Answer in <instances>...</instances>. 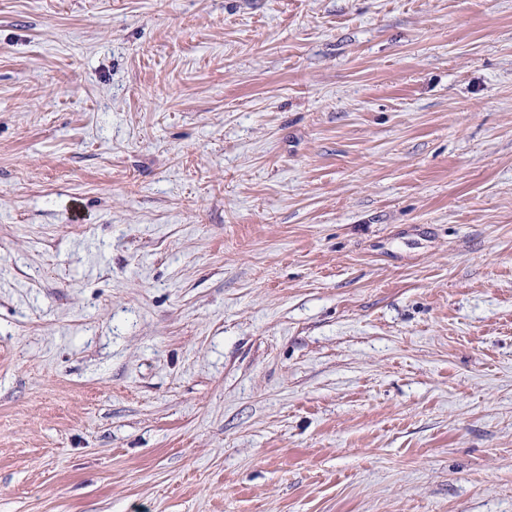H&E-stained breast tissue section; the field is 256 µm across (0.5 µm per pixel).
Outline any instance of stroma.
Returning <instances> with one entry per match:
<instances>
[{
    "instance_id": "35a3bbf8",
    "label": "stroma",
    "mask_w": 512,
    "mask_h": 512,
    "mask_svg": "<svg viewBox=\"0 0 512 512\" xmlns=\"http://www.w3.org/2000/svg\"><path fill=\"white\" fill-rule=\"evenodd\" d=\"M0 512H512V0H0Z\"/></svg>"
}]
</instances>
